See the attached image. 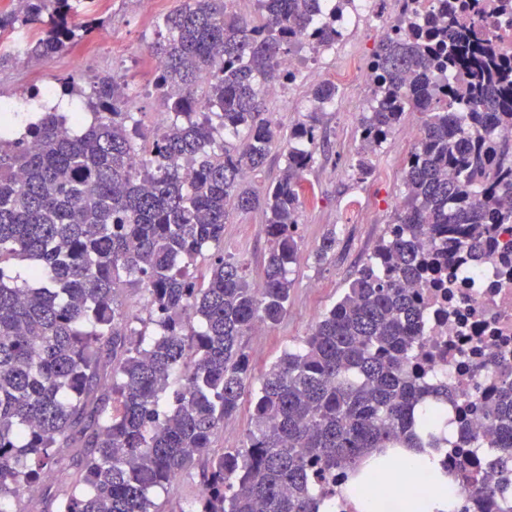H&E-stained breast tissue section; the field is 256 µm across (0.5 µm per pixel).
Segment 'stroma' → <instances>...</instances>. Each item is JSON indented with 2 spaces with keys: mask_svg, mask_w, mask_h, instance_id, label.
<instances>
[{
  "mask_svg": "<svg viewBox=\"0 0 512 512\" xmlns=\"http://www.w3.org/2000/svg\"><path fill=\"white\" fill-rule=\"evenodd\" d=\"M180 3L153 0L147 6L142 0H93L90 9L99 21L93 33L28 71L17 67L14 48L35 41L39 33L27 26L17 27L0 38V100L13 102L24 121L39 111V94L58 77L115 73L129 85L145 136L153 137L170 115L153 90L154 58L147 47L159 38L161 18ZM378 45V38L363 21L336 47L321 51L319 63L332 72L354 61L367 62ZM311 86L303 76L284 97L266 99L267 111L276 113L282 130H289L311 110ZM369 97V89L361 85L341 86L336 108L323 113L317 159L304 176L297 259L289 273L293 289L288 313L280 324L265 328L262 336H246L253 376H261L284 350L299 346L311 326L341 298L385 238L395 206L404 195V161L410 149L397 138H390L373 156V172L367 179H358L351 166ZM263 224L261 210L232 213L221 244L225 256L241 260L256 281L262 277L270 248ZM331 230L336 233V251L325 263L316 264L315 251Z\"/></svg>",
  "mask_w": 512,
  "mask_h": 512,
  "instance_id": "1",
  "label": "stroma"
}]
</instances>
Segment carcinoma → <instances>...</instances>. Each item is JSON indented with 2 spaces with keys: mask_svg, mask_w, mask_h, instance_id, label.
Instances as JSON below:
<instances>
[{
  "mask_svg": "<svg viewBox=\"0 0 512 512\" xmlns=\"http://www.w3.org/2000/svg\"><path fill=\"white\" fill-rule=\"evenodd\" d=\"M92 2L16 0L0 12V35L40 30L25 50L46 62L95 30ZM255 2V21L227 0H187L163 18L148 49L163 62L154 88L172 121L150 143L128 84L109 73L93 77L92 122L80 131L46 113L25 124L24 148L0 127V512H162L157 493L195 468L188 512H324L325 475L355 472L386 448L436 447L434 405L448 386L410 371L423 333L414 288L512 225V55L489 28L496 13L512 25V0H446L425 25L408 10L403 34L380 41L353 169L371 175L370 150L405 113L422 114L397 228L302 346L257 381L243 338L287 314L302 181L337 91L314 85L309 120L286 137L264 117L260 86L282 78L279 62L304 43L320 0ZM314 36L334 46L336 18ZM433 71L450 80L433 87ZM284 138L288 163L260 197L244 171ZM258 205L270 243L262 282L215 252L194 278L229 212ZM335 250L331 230L317 263ZM19 258L29 262L21 286L9 269ZM126 288L148 293L153 327L129 315ZM247 399L245 442L214 449ZM465 443L494 456L502 479L464 493L511 495L512 381ZM56 472L54 493L30 508L27 491Z\"/></svg>",
  "mask_w": 512,
  "mask_h": 512,
  "instance_id": "obj_1",
  "label": "carcinoma"
}]
</instances>
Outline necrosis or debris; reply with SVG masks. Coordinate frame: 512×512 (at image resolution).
Masks as SVG:
<instances>
[{"mask_svg": "<svg viewBox=\"0 0 512 512\" xmlns=\"http://www.w3.org/2000/svg\"><path fill=\"white\" fill-rule=\"evenodd\" d=\"M326 9L334 0H323ZM402 0H350L336 10V26L349 30L357 20L374 23L379 37L399 33ZM286 80L306 74L315 82L338 85L368 82L370 67L360 63L328 73L304 64L290 54L280 64ZM423 336L416 347L414 365L428 377L448 385V447L443 462L451 480L471 478L496 484L497 470L487 456L468 458L458 441L462 432L479 430L488 407L498 397L501 374L490 367L495 356L512 359V227L503 226L485 257L462 255L450 269L443 287L421 288Z\"/></svg>", "mask_w": 512, "mask_h": 512, "instance_id": "4bbe7bcc", "label": "necrosis or debris"}]
</instances>
